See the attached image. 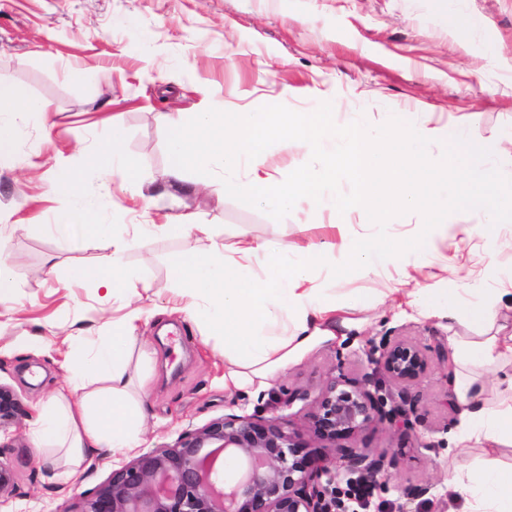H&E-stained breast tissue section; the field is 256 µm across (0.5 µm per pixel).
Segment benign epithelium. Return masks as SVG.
Returning <instances> with one entry per match:
<instances>
[{"label": "benign epithelium", "mask_w": 512, "mask_h": 512, "mask_svg": "<svg viewBox=\"0 0 512 512\" xmlns=\"http://www.w3.org/2000/svg\"><path fill=\"white\" fill-rule=\"evenodd\" d=\"M375 362L398 393L372 391L367 378H330L308 415L310 440L335 444L383 422L410 428L406 388L427 371L425 352L396 336L383 344ZM22 412L16 392L0 384V430ZM307 447L277 418L215 419L183 431L172 446L113 469L78 502L76 512H336V472L343 468L375 489L377 476L394 465V459L366 448H344L339 460L321 461ZM222 452L244 461L231 486L216 467ZM15 492L13 468L0 459V505Z\"/></svg>", "instance_id": "obj_1"}]
</instances>
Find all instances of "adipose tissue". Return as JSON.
<instances>
[{
    "mask_svg": "<svg viewBox=\"0 0 512 512\" xmlns=\"http://www.w3.org/2000/svg\"><path fill=\"white\" fill-rule=\"evenodd\" d=\"M165 121L170 188L195 192L209 185L220 169L225 193L247 195L278 212L305 198L340 218L358 209L369 213L374 224L391 225L403 223L417 210L423 220L414 244L424 267L430 264L432 228L446 212L480 209L483 221L478 229L487 233L512 223V192L493 190L495 170L482 145L453 127L445 132L448 167L454 174L449 187L432 175L429 145L437 137L435 129L425 123L407 124L399 116L373 134L339 130L327 112L282 118L274 112H221L207 106L192 122L177 113L168 114ZM272 140L285 149L307 148L317 154V165L274 179L266 170V145ZM190 168L196 176L189 182L185 172ZM342 180L354 184L352 196L336 193ZM50 183L68 200L65 221L90 225L97 235L112 240L109 266L96 271L77 268L72 281L92 280L122 297L138 296L140 283L127 274L122 260L127 240L115 235L113 225L102 223L95 204L78 193L74 170L59 163ZM404 247V242L372 232L344 231L336 242L304 246L285 239L259 242L242 237L211 254L179 251L170 267L178 287L194 299V315L205 322L209 335L224 343L225 391L248 392L267 388L276 372L318 342L333 338L337 328L358 327V320L346 316V308L320 297L313 278L320 263L334 260L339 275L366 272L378 262L395 261ZM258 257L265 267L261 278L248 272ZM450 273L462 290L441 301L431 289L418 288L410 294V306L424 311L444 306L448 319L464 317L478 329L477 338L453 341L452 356L458 363L476 367L512 359V325L501 315L503 297L512 295V281L482 294L468 287L469 271L454 267ZM139 319V309H132L123 324L113 326L108 340L87 344L81 365L42 405L33 433L36 447L63 450L75 467L99 448L141 447L145 411L142 401L129 392L125 368ZM76 391L82 399L73 405L67 395ZM491 391L501 399L494 409L483 401ZM454 395L463 440L512 447V376L492 386L470 378L456 383ZM450 486L469 502L471 512H512V469L475 466L463 459Z\"/></svg>",
    "mask_w": 512,
    "mask_h": 512,
    "instance_id": "1",
    "label": "adipose tissue"
}]
</instances>
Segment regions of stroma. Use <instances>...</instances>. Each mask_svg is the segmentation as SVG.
I'll return each mask as SVG.
<instances>
[{
	"label": "stroma",
	"mask_w": 512,
	"mask_h": 512,
	"mask_svg": "<svg viewBox=\"0 0 512 512\" xmlns=\"http://www.w3.org/2000/svg\"><path fill=\"white\" fill-rule=\"evenodd\" d=\"M75 68L100 71L80 84ZM0 81L22 98L51 106L6 116L15 155L0 162V241L16 290L0 304V383L20 396L25 414L0 436V456L11 464L17 494L9 512H72L81 495L104 483L112 467L134 452L99 449L71 476L51 477L34 447L41 403L81 361L71 342L100 341L126 313L121 300L94 281L74 282V267H102L112 241L82 224L65 225V198L49 187L65 161L82 195L101 207L103 223L128 239L125 267L148 284L138 301L144 314L130 345V392L146 409L148 449L173 445L179 434L211 420L263 413L269 396L301 393L277 409L290 429L305 432L311 400L337 375L379 377L370 353L383 337L399 336L428 357L425 375L409 386L410 429L379 424L351 445L396 458L378 475L366 512H461L448 479L466 454L486 455L460 443L459 414L446 406L453 387L445 356L452 336H467L466 320L420 312L400 293L396 266L335 276L325 266L316 285L337 295L393 291L373 309L353 310L362 332H337L279 372L267 390L231 395L224 390V344L208 338L204 323L183 313L169 265L185 246L210 253L238 235L265 242L283 237L321 244L337 241L336 217L304 202L278 214L224 192L216 178L196 195L146 208L138 191L93 163L100 142L123 125L126 162L145 185L159 186L167 166L163 117L192 120L211 105L276 112L330 107L338 127L360 122L382 127L393 113L410 123L458 126L493 151L496 182L512 190V0H0ZM194 214L209 234L166 233V215ZM449 242L437 262L481 271L487 287L512 279V250L491 249L479 234L476 211L448 216ZM150 361L139 365L140 350Z\"/></svg>",
	"instance_id": "35a3bbf8"
}]
</instances>
